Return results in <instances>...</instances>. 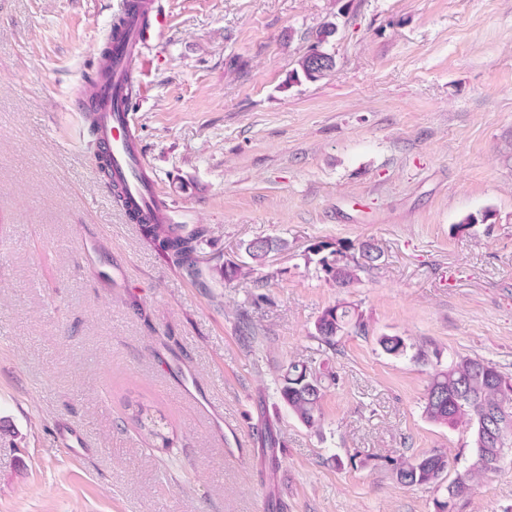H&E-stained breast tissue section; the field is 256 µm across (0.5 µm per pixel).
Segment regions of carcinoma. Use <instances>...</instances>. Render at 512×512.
<instances>
[{"label": "carcinoma", "mask_w": 512, "mask_h": 512, "mask_svg": "<svg viewBox=\"0 0 512 512\" xmlns=\"http://www.w3.org/2000/svg\"><path fill=\"white\" fill-rule=\"evenodd\" d=\"M336 31L337 26L333 23L322 26L316 41L298 60L300 72L293 73V77L301 74L310 81H317L334 70L335 56L324 50L323 45ZM138 229L170 265L195 279L206 271L211 279L230 283L254 274L270 254L288 249L286 239L256 238L245 245L252 264L234 267L216 264L204 271L199 267V254L208 244L205 229L190 228L185 224L148 223L138 225ZM350 251L351 247L342 243L336 245L329 256L321 258L326 280L338 288L351 287L359 280L360 271L377 265L382 257L381 251L370 242L359 245V252L367 259L365 265L358 262ZM367 331L362 313L346 302L326 308L315 322V335L328 345L335 344L338 336ZM378 344L385 353L394 357L407 353L405 340L400 336L383 335L378 338ZM335 381L336 375L332 371L291 361L281 375L278 393L292 415L306 428L318 433L322 429V400L328 385ZM423 413L432 423L468 429L472 436V459L491 462L512 447V377L489 360L456 358L431 376L424 396ZM130 419L153 446L164 450L172 447L173 438L164 418L154 416L139 404ZM489 419L505 422L503 432L489 431ZM449 465L448 457L442 453L406 457L393 463L398 483L407 487L438 483ZM484 474L485 470L480 466H470L457 473L448 484L447 496L435 500V512H454L456 502L467 496L473 484Z\"/></svg>", "instance_id": "carcinoma-1"}]
</instances>
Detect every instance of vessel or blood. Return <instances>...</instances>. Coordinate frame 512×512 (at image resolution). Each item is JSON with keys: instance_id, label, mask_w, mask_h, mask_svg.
I'll return each instance as SVG.
<instances>
[{"instance_id": "vessel-or-blood-1", "label": "vessel or blood", "mask_w": 512, "mask_h": 512, "mask_svg": "<svg viewBox=\"0 0 512 512\" xmlns=\"http://www.w3.org/2000/svg\"><path fill=\"white\" fill-rule=\"evenodd\" d=\"M124 2L136 5L139 17L128 22L118 39L112 41L109 56L93 55V64L106 70L107 79L90 90L79 109L99 115L94 138L109 160L110 174L124 187L128 201L124 211L128 219L153 217L166 224L173 220V209L170 204L161 203L154 183L143 180L145 163L141 155L130 148L135 140L132 128L134 89L127 80L135 59L157 39L165 20L158 0Z\"/></svg>"}]
</instances>
